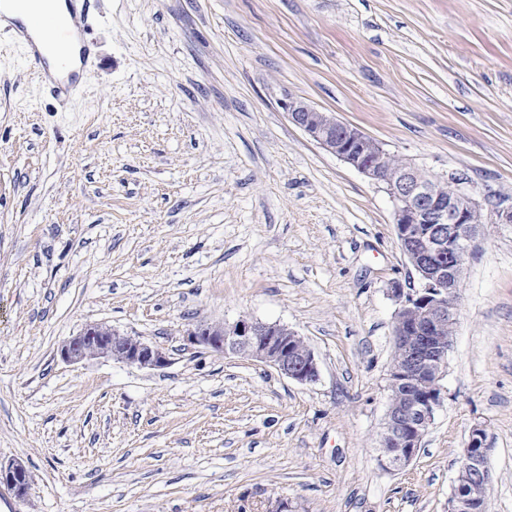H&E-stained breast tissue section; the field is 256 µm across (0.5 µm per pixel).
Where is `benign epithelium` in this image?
Here are the masks:
<instances>
[{"label": "benign epithelium", "mask_w": 512, "mask_h": 512, "mask_svg": "<svg viewBox=\"0 0 512 512\" xmlns=\"http://www.w3.org/2000/svg\"><path fill=\"white\" fill-rule=\"evenodd\" d=\"M281 105L288 119L323 149L384 184L394 204L397 239L418 278L412 288L397 282L391 287L399 308L389 370V408L381 439L386 452L380 461L389 469L402 470L417 457L441 405V381L453 340L446 329L456 322L462 276L483 223L482 207L461 185L441 197L442 179L408 161L389 169V153L380 143L332 114L293 97ZM187 340L226 356L255 360L301 384L319 378L320 366L312 348L298 332L280 323L248 319L221 325L199 323L189 330ZM60 356L70 364L99 357L145 369L168 364L161 349L98 325H89L67 340ZM485 440L483 429H472L460 458L450 512H485L490 482ZM0 483L16 496H24L26 468L19 462L0 464Z\"/></svg>", "instance_id": "obj_1"}]
</instances>
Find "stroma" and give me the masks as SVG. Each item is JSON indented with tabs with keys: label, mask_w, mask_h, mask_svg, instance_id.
<instances>
[{
	"label": "stroma",
	"mask_w": 512,
	"mask_h": 512,
	"mask_svg": "<svg viewBox=\"0 0 512 512\" xmlns=\"http://www.w3.org/2000/svg\"><path fill=\"white\" fill-rule=\"evenodd\" d=\"M68 96L0 30V512H449L486 432V512H512V0H92ZM294 97L423 171L485 224L443 400L417 458L380 461L412 282L384 185L288 119ZM247 318L303 336L300 384L192 346ZM99 324L144 369L58 349ZM60 356L70 364L109 357L145 369L162 368L169 361L161 349L114 329H102L99 325H89L72 336L61 346ZM0 483L10 487L18 497H23L28 487L26 468L19 462L7 466L0 463Z\"/></svg>",
	"instance_id": "obj_1"
}]
</instances>
